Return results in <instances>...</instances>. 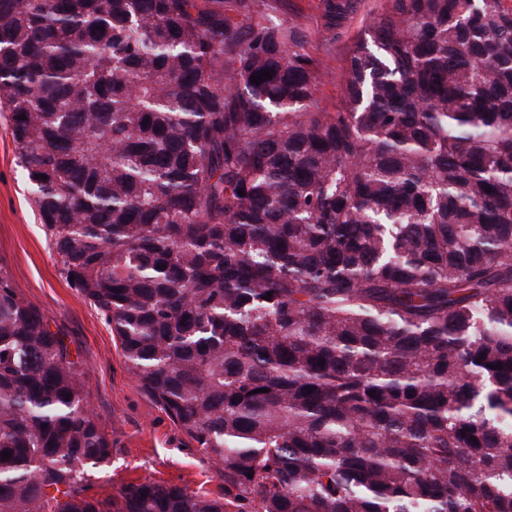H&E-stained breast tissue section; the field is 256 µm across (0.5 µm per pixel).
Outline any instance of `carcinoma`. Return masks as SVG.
Instances as JSON below:
<instances>
[{
  "label": "carcinoma",
  "mask_w": 512,
  "mask_h": 512,
  "mask_svg": "<svg viewBox=\"0 0 512 512\" xmlns=\"http://www.w3.org/2000/svg\"><path fill=\"white\" fill-rule=\"evenodd\" d=\"M224 2L0 0L60 273L224 468L85 495L112 439L0 270V512H512V0H384L333 111Z\"/></svg>",
  "instance_id": "carcinoma-1"
}]
</instances>
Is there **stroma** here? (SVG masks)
Here are the masks:
<instances>
[{
    "label": "stroma",
    "mask_w": 512,
    "mask_h": 512,
    "mask_svg": "<svg viewBox=\"0 0 512 512\" xmlns=\"http://www.w3.org/2000/svg\"><path fill=\"white\" fill-rule=\"evenodd\" d=\"M254 18L297 25L321 67L319 99L334 110L343 94L346 51L381 0H359L342 32L329 26L325 0H249ZM10 114L0 109V268L18 294L45 316L83 366L87 402L112 436V457L91 479V496H118L128 483L155 480L211 498L224 495V472L137 387L118 340L102 313L58 271L56 256L35 217L15 156Z\"/></svg>",
    "instance_id": "stroma-1"
}]
</instances>
